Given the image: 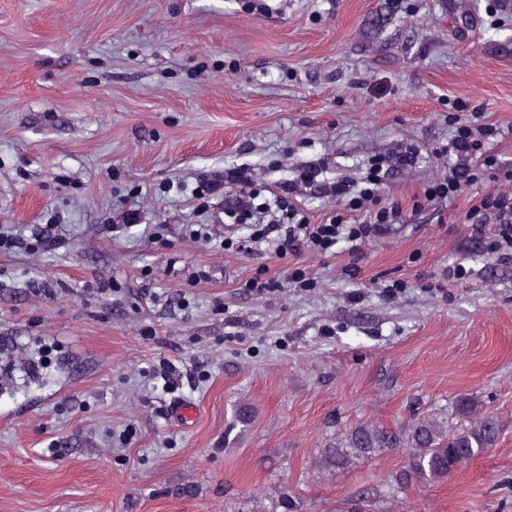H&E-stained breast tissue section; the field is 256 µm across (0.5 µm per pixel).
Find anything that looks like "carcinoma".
Listing matches in <instances>:
<instances>
[{
	"label": "carcinoma",
	"mask_w": 512,
	"mask_h": 512,
	"mask_svg": "<svg viewBox=\"0 0 512 512\" xmlns=\"http://www.w3.org/2000/svg\"><path fill=\"white\" fill-rule=\"evenodd\" d=\"M458 414L471 417L470 424L455 428L448 421L423 414L404 427L388 428L365 422L343 432L328 447L322 466L336 468L360 457H369L392 448H409L408 468L399 475L403 483L433 484L495 447L499 428L491 417L476 416L466 398L457 405Z\"/></svg>",
	"instance_id": "1"
}]
</instances>
